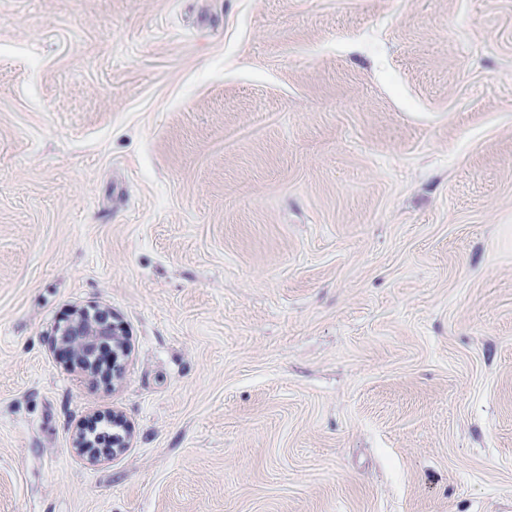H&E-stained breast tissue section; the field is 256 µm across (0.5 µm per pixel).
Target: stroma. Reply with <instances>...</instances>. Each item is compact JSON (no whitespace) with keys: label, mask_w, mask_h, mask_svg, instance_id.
<instances>
[{"label":"stroma","mask_w":512,"mask_h":512,"mask_svg":"<svg viewBox=\"0 0 512 512\" xmlns=\"http://www.w3.org/2000/svg\"><path fill=\"white\" fill-rule=\"evenodd\" d=\"M0 512H512V0H0ZM58 338L67 354H71L76 364L93 375L102 373L96 358L104 347H112L120 336V329L112 323V316L106 311L84 310L59 324Z\"/></svg>","instance_id":"35a3bbf8"}]
</instances>
